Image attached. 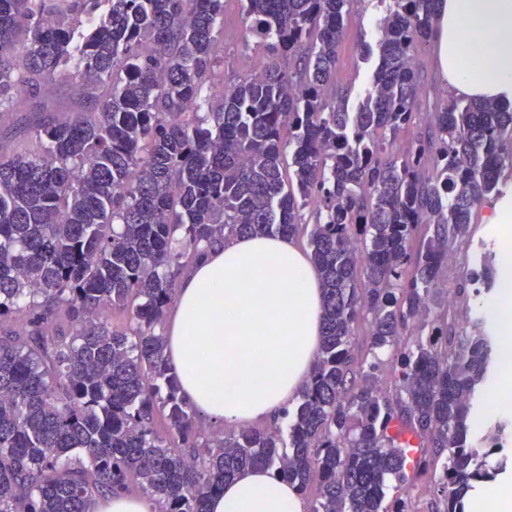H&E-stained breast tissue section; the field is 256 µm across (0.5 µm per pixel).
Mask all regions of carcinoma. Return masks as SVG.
<instances>
[{
  "instance_id": "obj_1",
  "label": "carcinoma",
  "mask_w": 512,
  "mask_h": 512,
  "mask_svg": "<svg viewBox=\"0 0 512 512\" xmlns=\"http://www.w3.org/2000/svg\"><path fill=\"white\" fill-rule=\"evenodd\" d=\"M242 2L264 67L213 98L224 0H0V118L41 112L0 145V512H94L114 492L207 512L254 466L315 486L310 512H414L428 474L436 512H465L503 472L468 424L495 330L460 315L474 276L440 273L503 195L512 104L420 111L443 0H379L355 112L331 95L353 0ZM56 82L80 101L63 118L43 100ZM417 115L425 134L395 151ZM308 206L323 332L298 404L284 427L213 426L166 358L178 281L219 239L294 238Z\"/></svg>"
}]
</instances>
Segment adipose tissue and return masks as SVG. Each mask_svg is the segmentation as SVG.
<instances>
[{
    "mask_svg": "<svg viewBox=\"0 0 512 512\" xmlns=\"http://www.w3.org/2000/svg\"><path fill=\"white\" fill-rule=\"evenodd\" d=\"M486 36L478 46L463 29ZM451 94L512 101V0H444L435 38ZM318 273L280 236L207 248L184 275L164 325L170 366L206 420L276 422L298 397L319 348ZM208 512H307L296 487L253 467L207 502Z\"/></svg>",
    "mask_w": 512,
    "mask_h": 512,
    "instance_id": "ef3b65f1",
    "label": "adipose tissue"
}]
</instances>
